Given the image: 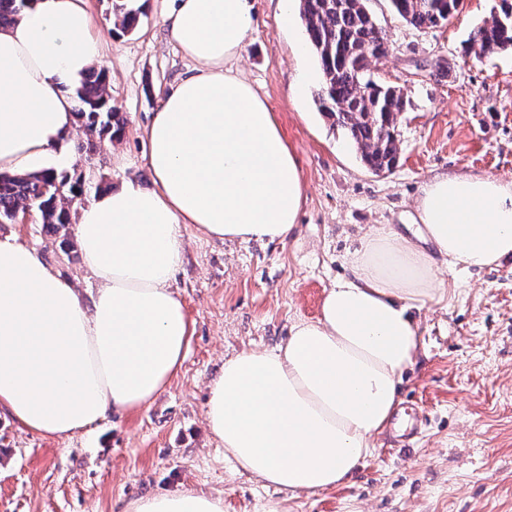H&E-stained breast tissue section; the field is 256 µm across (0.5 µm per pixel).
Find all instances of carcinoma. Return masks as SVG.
<instances>
[{
    "mask_svg": "<svg viewBox=\"0 0 512 512\" xmlns=\"http://www.w3.org/2000/svg\"><path fill=\"white\" fill-rule=\"evenodd\" d=\"M300 12L321 70L316 100L323 113L343 127L373 172L391 170L397 163L398 117L406 111L407 99L400 88L374 79L370 60L382 54L386 34L373 25L364 0H299ZM395 16L416 29L437 28L454 16V0H389ZM26 0H0V28L11 25ZM112 14L122 31L137 29L143 5L135 0H112ZM512 48V0H500L491 20L475 28L467 40V53L481 58ZM107 79L90 71L74 89L75 120L86 140L78 151H89L94 139H118L125 122L110 105ZM82 174L0 173V224L29 204L38 213L44 230L61 238L60 245L73 248L69 240L71 208L82 195Z\"/></svg>",
    "mask_w": 512,
    "mask_h": 512,
    "instance_id": "obj_1",
    "label": "carcinoma"
}]
</instances>
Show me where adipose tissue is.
Returning <instances> with one entry per match:
<instances>
[{"instance_id": "adipose-tissue-1", "label": "adipose tissue", "mask_w": 512, "mask_h": 512, "mask_svg": "<svg viewBox=\"0 0 512 512\" xmlns=\"http://www.w3.org/2000/svg\"><path fill=\"white\" fill-rule=\"evenodd\" d=\"M167 20L195 68L148 129L153 187L128 182L78 211L96 295L84 300L35 250L0 238V410L44 436L142 409L181 367L191 324L170 282L183 225L284 242L305 201L273 112L236 67L251 0H173ZM101 53L86 0H32L0 28V173L71 166L72 93ZM416 211L411 235L364 236L318 319L294 324L276 350L227 359L212 380L207 425L244 473L308 494L347 483L396 409L421 347L414 313L443 296L439 270L512 259V182L437 174ZM127 512H224V497L187 488Z\"/></svg>"}]
</instances>
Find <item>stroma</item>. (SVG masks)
I'll return each mask as SVG.
<instances>
[{"label":"stroma","mask_w":512,"mask_h":512,"mask_svg":"<svg viewBox=\"0 0 512 512\" xmlns=\"http://www.w3.org/2000/svg\"><path fill=\"white\" fill-rule=\"evenodd\" d=\"M498 0H462L444 26L417 29L368 0L390 43L373 60L379 81L410 105L397 123L400 160L375 174L344 128L315 101L319 71L298 8L254 0L255 29L237 62L265 97L306 188L286 242L218 240L194 226L171 282L193 334L181 368L148 408L114 413L67 439L19 427L0 411V512H125L132 499L187 487L220 492L224 512H512V261L446 277L440 302L420 312L422 347L400 387L397 415L413 407L420 437L400 448L384 431L347 485L295 495L238 473L205 422L209 384L225 358L272 351L292 325L317 319L349 252L372 229L404 231L422 185L438 173L512 181V49L465 54L470 33ZM170 0H148L139 28L113 32L112 0H87L98 25L110 102L126 119L119 140L73 152L89 184L152 185L146 129L163 97L194 65L170 38ZM449 64L448 74L437 70ZM34 248L82 296L99 282L80 249L59 248L37 219L0 224Z\"/></svg>","instance_id":"obj_1"}]
</instances>
